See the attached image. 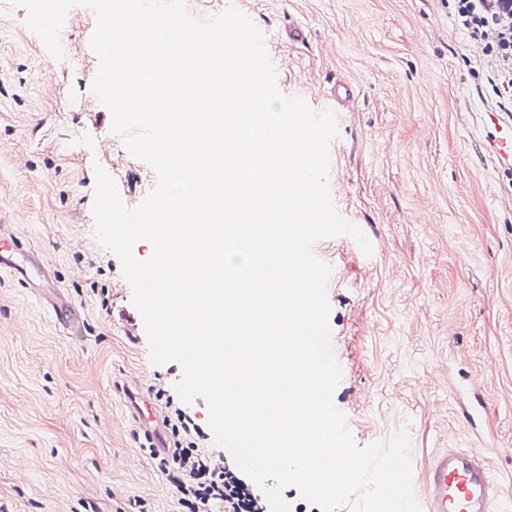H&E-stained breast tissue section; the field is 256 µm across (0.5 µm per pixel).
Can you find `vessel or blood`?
<instances>
[{
	"label": "vessel or blood",
	"instance_id": "1",
	"mask_svg": "<svg viewBox=\"0 0 512 512\" xmlns=\"http://www.w3.org/2000/svg\"><path fill=\"white\" fill-rule=\"evenodd\" d=\"M0 271L20 284L32 286L38 302L52 314L63 332L82 336L83 320L76 304L61 291L49 287L46 266L38 250L0 232ZM134 416L155 448H166L158 430V417L140 407ZM418 502L422 512H499L500 488L480 453L451 448L432 458L425 491Z\"/></svg>",
	"mask_w": 512,
	"mask_h": 512
}]
</instances>
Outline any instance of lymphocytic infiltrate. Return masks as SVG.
<instances>
[{"mask_svg":"<svg viewBox=\"0 0 512 512\" xmlns=\"http://www.w3.org/2000/svg\"><path fill=\"white\" fill-rule=\"evenodd\" d=\"M454 17L480 46L485 80L498 98L499 111L512 119V0H454ZM164 423L174 442L160 468L189 512H210L215 502L228 512H270L265 497L237 470L214 464L203 450L206 435L194 415L173 402Z\"/></svg>","mask_w":512,"mask_h":512,"instance_id":"obj_1","label":"lymphocytic infiltrate"}]
</instances>
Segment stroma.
<instances>
[{"label":"stroma","instance_id":"obj_1","mask_svg":"<svg viewBox=\"0 0 512 512\" xmlns=\"http://www.w3.org/2000/svg\"><path fill=\"white\" fill-rule=\"evenodd\" d=\"M206 20L236 6L275 35L277 87L309 99L348 84L329 185L373 247L324 238L333 402L357 446L410 436L412 484L448 448L478 451L512 501V167L477 54L443 0H186ZM54 59L0 0V231L40 250L81 307L74 340L32 292L0 277V512H184L150 455L130 395L155 402L178 363L152 365L118 310L132 288L95 235V165L138 206L158 175L112 130L91 87L94 11L72 6ZM304 42L285 38L290 25ZM474 381L483 427L461 417ZM475 389V390H476Z\"/></svg>","mask_w":512,"mask_h":512}]
</instances>
